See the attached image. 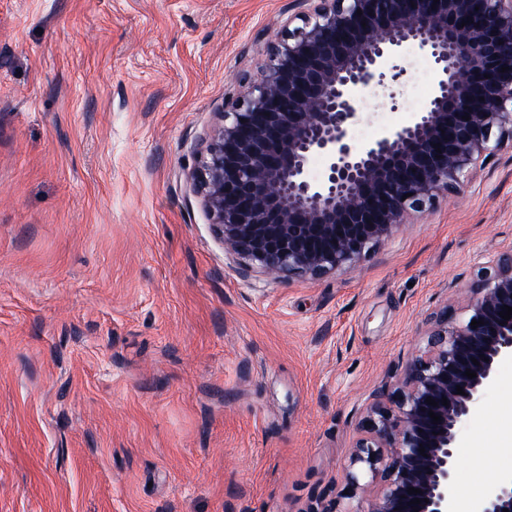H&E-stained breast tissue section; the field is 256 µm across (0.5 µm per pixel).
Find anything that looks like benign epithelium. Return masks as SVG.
Masks as SVG:
<instances>
[{"label":"benign epithelium","mask_w":512,"mask_h":512,"mask_svg":"<svg viewBox=\"0 0 512 512\" xmlns=\"http://www.w3.org/2000/svg\"><path fill=\"white\" fill-rule=\"evenodd\" d=\"M300 3L299 24L288 20L268 45L261 75H238L239 93L224 102L188 173L225 248L273 279L353 270L410 215L458 193L473 170L512 149V0ZM406 41L434 57V97L412 124L363 147L349 143L353 90L399 81L404 68L387 73L382 64ZM316 156L323 170L312 177ZM506 305L512 250L481 267L468 316L433 317L401 384L373 391L346 473L350 494L366 503L354 512H454L456 429L499 364L512 360ZM505 509L512 512V475L489 482L478 500V512Z\"/></svg>","instance_id":"obj_1"}]
</instances>
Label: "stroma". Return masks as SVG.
I'll use <instances>...</instances> for the list:
<instances>
[{
	"label": "stroma",
	"mask_w": 512,
	"mask_h": 512,
	"mask_svg": "<svg viewBox=\"0 0 512 512\" xmlns=\"http://www.w3.org/2000/svg\"><path fill=\"white\" fill-rule=\"evenodd\" d=\"M296 0H0V512H307L372 392L512 248V150L358 266L243 271L187 172ZM412 81L357 89V134ZM505 362L454 483L512 467Z\"/></svg>",
	"instance_id": "1"
}]
</instances>
